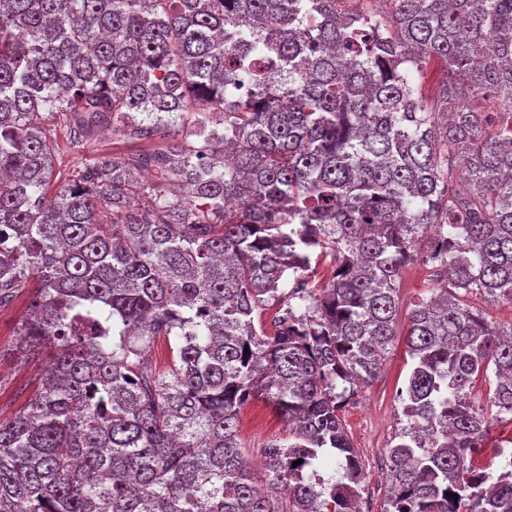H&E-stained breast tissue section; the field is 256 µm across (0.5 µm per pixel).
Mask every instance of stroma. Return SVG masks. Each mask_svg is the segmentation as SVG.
I'll return each mask as SVG.
<instances>
[{
  "label": "stroma",
  "mask_w": 512,
  "mask_h": 512,
  "mask_svg": "<svg viewBox=\"0 0 512 512\" xmlns=\"http://www.w3.org/2000/svg\"><path fill=\"white\" fill-rule=\"evenodd\" d=\"M41 125L58 144L55 167L59 170L80 169L92 164L102 152L131 154L141 150L137 141L126 140L119 126H102L94 147L76 148L69 142L70 131L61 127L57 118L45 117ZM436 289L429 270L419 262L410 265L398 292L400 315L399 336L385 353L377 377L359 396L349 400L341 416L347 432L360 453L366 476L361 499L362 512H384L386 507V473L388 451L398 441L403 423L399 392L404 388L413 361L407 353L403 336L408 327V314L414 305L428 300ZM33 289L15 295L0 307V417L7 418L26 401L47 363L46 357L17 356L20 341L18 330L32 310ZM239 439L241 451L248 463L260 467L263 450L273 440L287 441L288 430L271 405L264 400L248 402L240 412Z\"/></svg>",
  "instance_id": "stroma-1"
}]
</instances>
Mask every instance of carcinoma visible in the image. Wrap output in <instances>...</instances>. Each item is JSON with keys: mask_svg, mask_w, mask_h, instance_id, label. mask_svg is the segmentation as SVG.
<instances>
[{"mask_svg": "<svg viewBox=\"0 0 512 512\" xmlns=\"http://www.w3.org/2000/svg\"><path fill=\"white\" fill-rule=\"evenodd\" d=\"M351 2L0 0V307L33 288L18 352L50 361L0 418V512H357L341 409L417 259L440 288L409 313L384 512H512V461L469 457L477 378L512 423V326L464 302L512 304V0ZM42 112L81 148L113 121L153 147L57 175ZM257 398L289 428L265 493L238 440Z\"/></svg>", "mask_w": 512, "mask_h": 512, "instance_id": "1", "label": "carcinoma"}]
</instances>
